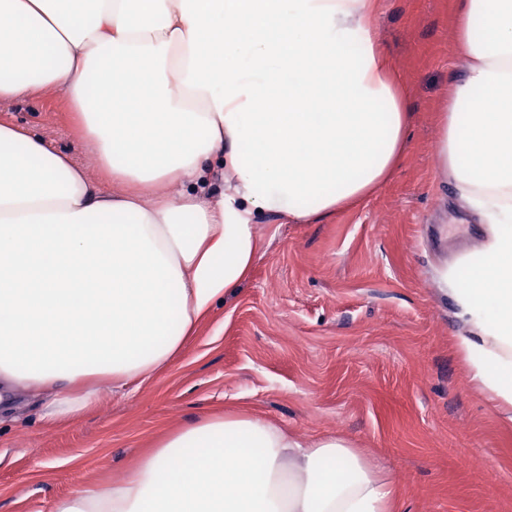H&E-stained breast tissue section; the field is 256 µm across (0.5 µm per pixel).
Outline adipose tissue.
I'll use <instances>...</instances> for the list:
<instances>
[{"instance_id":"ef3b65f1","label":"adipose tissue","mask_w":512,"mask_h":512,"mask_svg":"<svg viewBox=\"0 0 512 512\" xmlns=\"http://www.w3.org/2000/svg\"><path fill=\"white\" fill-rule=\"evenodd\" d=\"M379 0H0V103L65 92L82 157L0 123V402L49 392L68 423L160 376L259 253L254 213L297 224L396 172L409 92ZM466 61L438 117L439 171L484 240L440 284L492 406L512 408V0H455ZM339 435L249 412L170 433L121 482L53 512H400Z\"/></svg>"}]
</instances>
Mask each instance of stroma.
<instances>
[{"label": "stroma", "mask_w": 512, "mask_h": 512, "mask_svg": "<svg viewBox=\"0 0 512 512\" xmlns=\"http://www.w3.org/2000/svg\"><path fill=\"white\" fill-rule=\"evenodd\" d=\"M453 0H381L376 37L413 117L393 178L316 224L265 213L250 277L159 379L48 426L38 399L0 410V512H52L121 481L162 439L248 410L304 440L347 437L390 471L403 512H512V412L492 408L456 350L469 328L438 271L482 226L438 175L436 114L464 69ZM64 92L0 104V121L79 152Z\"/></svg>", "instance_id": "stroma-1"}]
</instances>
